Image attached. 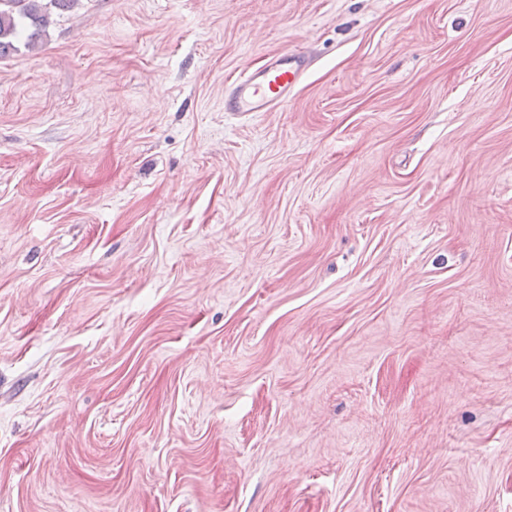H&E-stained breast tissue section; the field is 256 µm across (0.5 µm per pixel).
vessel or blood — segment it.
I'll list each match as a JSON object with an SVG mask.
<instances>
[{
	"label": "vessel or blood",
	"mask_w": 512,
	"mask_h": 512,
	"mask_svg": "<svg viewBox=\"0 0 512 512\" xmlns=\"http://www.w3.org/2000/svg\"><path fill=\"white\" fill-rule=\"evenodd\" d=\"M309 60L304 53L275 56L260 67L239 75L226 86L224 109L248 116L267 112L287 101Z\"/></svg>",
	"instance_id": "obj_1"
}]
</instances>
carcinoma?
Returning a JSON list of instances; mask_svg holds the SVG:
<instances>
[{
	"mask_svg": "<svg viewBox=\"0 0 512 512\" xmlns=\"http://www.w3.org/2000/svg\"><path fill=\"white\" fill-rule=\"evenodd\" d=\"M78 0H0V57L16 50L13 40L27 33V46H34L50 24L51 9H69Z\"/></svg>",
	"mask_w": 512,
	"mask_h": 512,
	"instance_id": "obj_1",
	"label": "carcinoma"
}]
</instances>
